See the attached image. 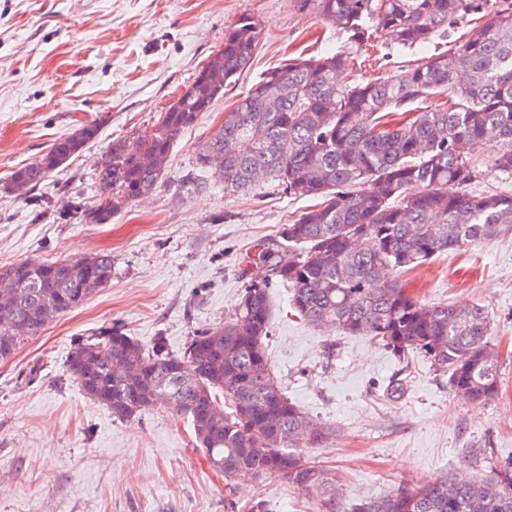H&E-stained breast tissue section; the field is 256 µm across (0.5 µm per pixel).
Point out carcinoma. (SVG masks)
<instances>
[{
    "label": "carcinoma",
    "mask_w": 512,
    "mask_h": 512,
    "mask_svg": "<svg viewBox=\"0 0 512 512\" xmlns=\"http://www.w3.org/2000/svg\"><path fill=\"white\" fill-rule=\"evenodd\" d=\"M294 7L348 35L360 47L379 30L402 49L437 46L470 14L474 25L454 48L434 53L406 76L367 83L342 80L350 52L329 50L287 59L262 73L224 121L203 137L196 163L230 191L259 173L293 198L317 204L267 242L258 260L260 283L243 289L224 324L195 332L180 354L163 339L144 346L114 324L78 340L67 368L91 401L130 421L157 403L187 415L209 465L233 488L236 477L284 476L324 504L336 499V479L299 452L327 440L275 379L265 353L271 329L268 288H292L290 307L310 325L366 336L392 354L424 355L448 377L461 400L494 398L498 355L482 307L428 306L410 295L397 273L439 253L468 249L512 233V194L476 193L482 172L471 154L500 143L490 168L512 177V0H293ZM266 37L263 23L240 14L224 30V45L186 90L159 114L150 131L112 142L97 170L99 197L82 220L108 224L166 175L170 151L224 88L250 69ZM223 74L214 84L213 69ZM446 94L452 104L410 115V105ZM100 134L83 124L54 141L39 159L10 174L31 192ZM156 164L147 167L142 159ZM18 285L13 309L0 312V360L40 334L49 315L77 309L112 280L106 253L75 260L25 259L0 268ZM22 323L25 336L14 339ZM130 357L139 362L125 372ZM174 364L184 367L170 375ZM483 483L462 475L422 485L400 484L352 512H512V461L488 460Z\"/></svg>",
    "instance_id": "carcinoma-1"
}]
</instances>
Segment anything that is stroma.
<instances>
[{"instance_id":"stroma-1","label":"stroma","mask_w":512,"mask_h":512,"mask_svg":"<svg viewBox=\"0 0 512 512\" xmlns=\"http://www.w3.org/2000/svg\"><path fill=\"white\" fill-rule=\"evenodd\" d=\"M245 11L266 28L250 70L174 145L153 194L110 223H85L112 140L148 131ZM345 44L292 0H0V267L112 257L106 288L0 361V512H231L229 500L255 496L269 512H323L281 476H241L228 492L186 416L157 405L118 420L83 395L66 359L77 339L114 323L145 345L164 337L180 353L194 332L224 323L245 285L263 279L256 250L310 199L290 198L267 179L240 192L218 182L194 192L183 181L205 177L195 145L261 72ZM354 56L353 75L368 82L410 72L422 53L391 48L377 33ZM96 119L98 139L33 198L9 192L15 168ZM400 280L429 305L485 308L501 389L486 402L462 401L422 355L403 360L366 337L300 322L288 313L290 289L271 288L266 354L288 396L332 430L304 454L335 477L334 512L445 474L483 481L480 451L512 456V234L437 255Z\"/></svg>"}]
</instances>
